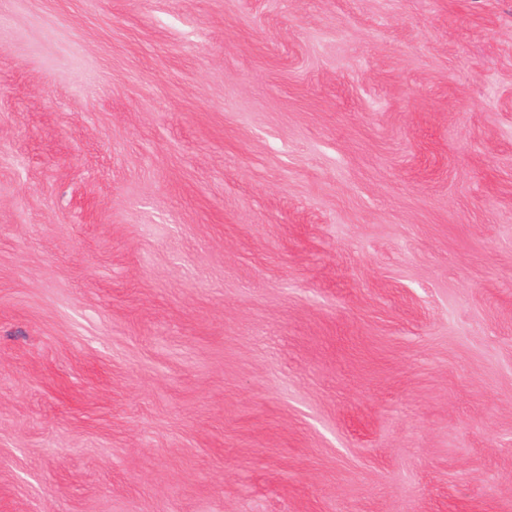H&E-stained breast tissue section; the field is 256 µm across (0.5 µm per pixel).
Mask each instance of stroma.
<instances>
[{
    "mask_svg": "<svg viewBox=\"0 0 512 512\" xmlns=\"http://www.w3.org/2000/svg\"><path fill=\"white\" fill-rule=\"evenodd\" d=\"M0 512H512V0H0Z\"/></svg>",
    "mask_w": 512,
    "mask_h": 512,
    "instance_id": "stroma-1",
    "label": "stroma"
}]
</instances>
